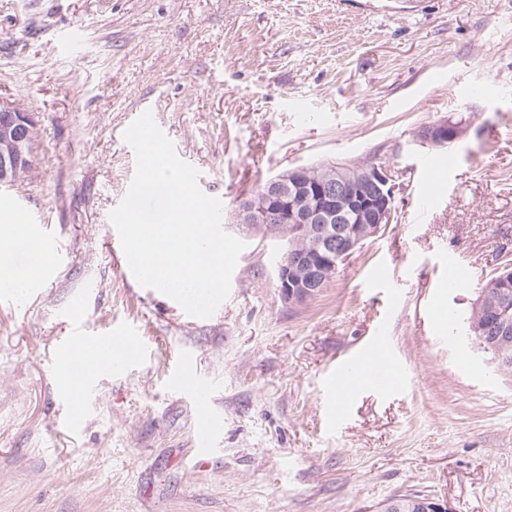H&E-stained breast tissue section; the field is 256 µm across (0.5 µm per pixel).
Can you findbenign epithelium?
<instances>
[{
  "instance_id": "1",
  "label": "benign epithelium",
  "mask_w": 512,
  "mask_h": 512,
  "mask_svg": "<svg viewBox=\"0 0 512 512\" xmlns=\"http://www.w3.org/2000/svg\"><path fill=\"white\" fill-rule=\"evenodd\" d=\"M13 125L0 126V188L11 185V172L27 161L17 131L34 127L31 113L15 104H1ZM465 133L446 119L422 128L420 138L444 147ZM344 164L289 169L250 196L236 210V223L259 230L282 245L278 288L289 304L315 298L353 256L358 247L385 231L395 202V177L381 164H367L346 173ZM500 332L512 330V307H494Z\"/></svg>"
}]
</instances>
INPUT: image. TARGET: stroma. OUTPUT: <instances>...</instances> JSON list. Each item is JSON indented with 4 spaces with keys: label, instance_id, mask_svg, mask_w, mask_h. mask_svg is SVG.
Segmentation results:
<instances>
[{
    "label": "stroma",
    "instance_id": "1",
    "mask_svg": "<svg viewBox=\"0 0 512 512\" xmlns=\"http://www.w3.org/2000/svg\"><path fill=\"white\" fill-rule=\"evenodd\" d=\"M1 100L38 129L37 174L10 192L69 260L0 300V512H374L404 492L512 512V377L468 338L479 288L512 259V0H0ZM142 108L246 244L227 300L193 323L127 284L110 248L135 164L122 131ZM448 118L459 140L419 139ZM324 162L390 168L394 211L289 305L276 244L234 213L269 178ZM448 258L468 272L452 290ZM77 302L83 335L132 326L142 349L86 372L71 402L54 375L77 347ZM434 307L454 327L424 323ZM382 319L404 391L333 401L330 380ZM186 354L223 423L202 467L201 410L171 382Z\"/></svg>",
    "mask_w": 512,
    "mask_h": 512
}]
</instances>
